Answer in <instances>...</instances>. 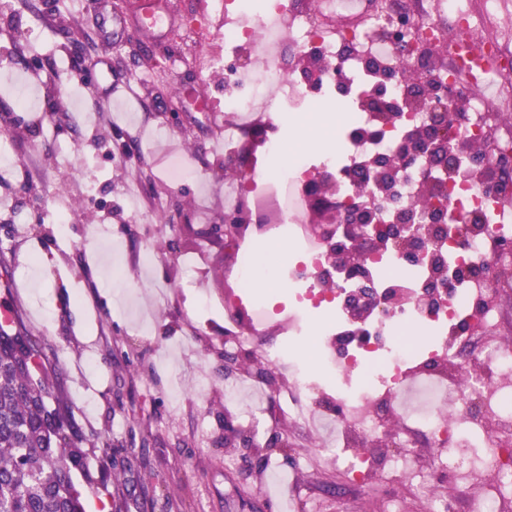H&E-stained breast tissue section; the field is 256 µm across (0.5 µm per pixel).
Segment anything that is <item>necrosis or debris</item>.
<instances>
[{"mask_svg":"<svg viewBox=\"0 0 512 512\" xmlns=\"http://www.w3.org/2000/svg\"><path fill=\"white\" fill-rule=\"evenodd\" d=\"M377 4L369 13L363 0H311L303 10L294 9L290 0H264L258 8L253 0H208L196 22L188 25L202 48L200 68L224 92L225 154H232L238 137L252 130L251 118L258 113L264 118V154L275 156L281 150L280 121L288 113L308 110L305 88L285 73V47L298 49L327 88L339 82L348 88L333 100L347 118L334 131L337 144L320 165H311L302 153L273 172L253 163L240 178L222 186L224 207H246L274 183L293 187L296 204L284 208L277 223L268 227L269 237L293 253L291 260L270 267L275 277L296 286L289 301L293 317L284 332L305 335L311 310L325 304L335 308V322L327 324L316 344L329 367L328 389L314 388L306 375L296 374V386L311 399L280 401L281 411L311 426H333L325 451L354 482H373L387 469L406 476L420 464L412 436L423 433L447 445L455 480L471 487L466 512H493L502 482H512L507 468L512 454V347L490 335L496 315V258L502 244L512 242V205L500 195L486 194L489 172L455 152L453 165L439 178L454 188L450 213L466 214L468 223L443 224L412 266L404 263L398 246L375 251L369 264L382 278L378 295L395 286L401 294L391 314L373 312L360 321L344 301L357 289V280L342 271L323 279L320 272L331 261L327 247L302 227L311 177L333 183L337 197L366 204L379 223H398V214L370 176L372 165L379 156L396 154L411 130L427 123L428 115L380 112L372 99L389 73L411 69L418 79L444 82L471 68V61L457 56L447 66H431L432 57L442 50V16L453 18L461 35L480 48L486 81L495 84L512 74V59L473 23L459 0H414L410 8L403 0ZM403 44L411 47V55L400 53ZM228 57H244L248 63L228 77ZM459 109V120L451 124L454 143L492 144L498 108L478 85L463 86ZM436 277L456 280V292L429 310L422 297ZM405 326L420 329L422 340L411 343L398 336ZM391 420L401 424L406 451L381 457L370 443Z\"/></svg>","mask_w":512,"mask_h":512,"instance_id":"4bbe7bcc","label":"necrosis or debris"}]
</instances>
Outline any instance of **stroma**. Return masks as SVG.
Listing matches in <instances>:
<instances>
[{"label": "stroma", "instance_id": "stroma-1", "mask_svg": "<svg viewBox=\"0 0 512 512\" xmlns=\"http://www.w3.org/2000/svg\"><path fill=\"white\" fill-rule=\"evenodd\" d=\"M143 0H0V135L11 134L16 165L0 172V200H15L30 219L16 226L0 208V266L12 272L0 288L33 334L47 337L64 369L73 421L90 432L109 426L114 468L109 492L121 512H276L263 493L271 474L241 467L242 449L224 445V423L244 426L262 394L250 377L225 375L224 299L237 290L236 254L205 237L223 223L225 168L243 171L257 149L255 134L224 153L222 97L194 61L184 29L201 0H159L160 32L138 22ZM476 24L512 49V0H465ZM86 40L83 58L71 42ZM161 57L134 63L139 46ZM40 80L26 85L40 108L17 105L11 80L22 64ZM182 156L199 180L171 184L170 157ZM93 178V197L78 194L76 177ZM141 190L140 211L127 194ZM181 211L186 229L164 223ZM70 218L58 234L51 218ZM106 228L111 252L95 247ZM179 243L177 261L159 238ZM151 263H138L143 252ZM123 273L110 295L102 277ZM237 388L234 401L224 392ZM275 424L257 443L288 440L270 458L295 470L290 485L305 512H424L412 490L438 481L441 494L466 502L448 475V455L423 449L419 472L371 486L347 483L328 455L314 452L329 428L297 425L277 402Z\"/></svg>", "mask_w": 512, "mask_h": 512}]
</instances>
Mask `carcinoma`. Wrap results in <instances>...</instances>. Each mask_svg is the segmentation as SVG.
I'll use <instances>...</instances> for the list:
<instances>
[{"label":"carcinoma","mask_w":512,"mask_h":512,"mask_svg":"<svg viewBox=\"0 0 512 512\" xmlns=\"http://www.w3.org/2000/svg\"><path fill=\"white\" fill-rule=\"evenodd\" d=\"M49 344L11 309L0 319V512H86L84 486L106 484L102 433L78 428ZM100 457L93 472L86 466ZM82 480H77L75 473Z\"/></svg>","instance_id":"cac0c4a2"}]
</instances>
